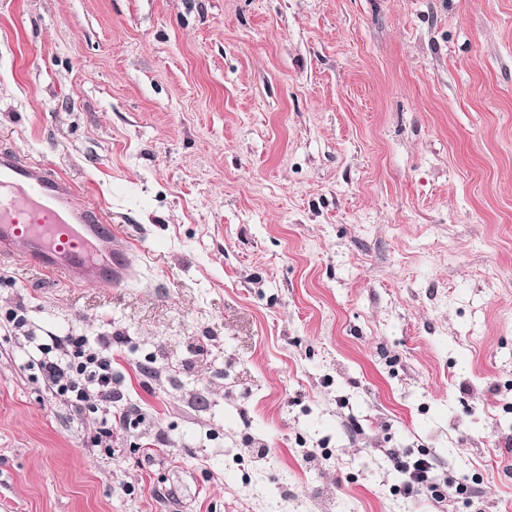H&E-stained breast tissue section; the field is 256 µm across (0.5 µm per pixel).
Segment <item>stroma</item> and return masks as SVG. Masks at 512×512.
I'll use <instances>...</instances> for the list:
<instances>
[{
    "mask_svg": "<svg viewBox=\"0 0 512 512\" xmlns=\"http://www.w3.org/2000/svg\"><path fill=\"white\" fill-rule=\"evenodd\" d=\"M2 146L133 265L0 262V512H512V0H0ZM50 340L51 344L42 349L54 355L42 362V369L52 388L72 393L77 402L93 398L112 403V357L88 350L83 352V360L74 365L68 354L70 344L59 336ZM431 464L425 458H416L413 461L401 463L400 472L403 475V483L405 489L410 493H416L418 495H440L444 498L448 493V498L453 497V495L458 492V486H454L452 482H448V492L447 488L443 494H441L437 490V485L431 482L430 480V472H431ZM438 493V494H437Z\"/></svg>",
    "mask_w": 512,
    "mask_h": 512,
    "instance_id": "obj_1",
    "label": "stroma"
}]
</instances>
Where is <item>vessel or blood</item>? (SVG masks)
I'll list each match as a JSON object with an SVG mask.
<instances>
[{"instance_id": "b4317fda", "label": "vessel or blood", "mask_w": 512, "mask_h": 512, "mask_svg": "<svg viewBox=\"0 0 512 512\" xmlns=\"http://www.w3.org/2000/svg\"><path fill=\"white\" fill-rule=\"evenodd\" d=\"M24 247L28 263L74 285L125 280L132 257L103 207L49 165L0 148V260Z\"/></svg>"}]
</instances>
